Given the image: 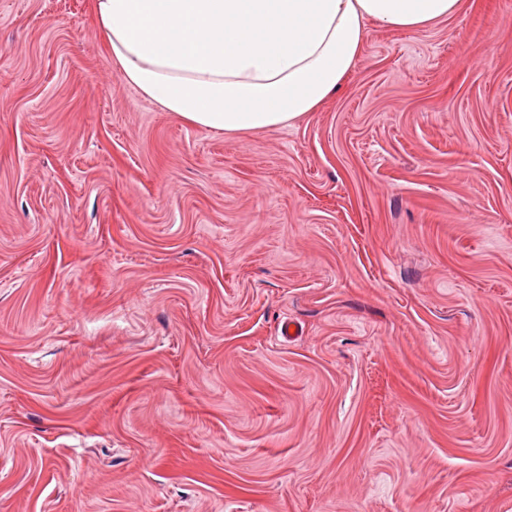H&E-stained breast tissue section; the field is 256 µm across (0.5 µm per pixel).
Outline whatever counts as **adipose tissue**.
I'll use <instances>...</instances> for the list:
<instances>
[{"label": "adipose tissue", "mask_w": 512, "mask_h": 512, "mask_svg": "<svg viewBox=\"0 0 512 512\" xmlns=\"http://www.w3.org/2000/svg\"><path fill=\"white\" fill-rule=\"evenodd\" d=\"M462 0H92L114 68L161 111L227 134L277 128L348 78L368 23L413 31Z\"/></svg>", "instance_id": "adipose-tissue-1"}]
</instances>
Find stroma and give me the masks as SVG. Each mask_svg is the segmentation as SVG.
Here are the masks:
<instances>
[{"instance_id":"obj_1","label":"stroma","mask_w":512,"mask_h":512,"mask_svg":"<svg viewBox=\"0 0 512 512\" xmlns=\"http://www.w3.org/2000/svg\"><path fill=\"white\" fill-rule=\"evenodd\" d=\"M0 512H512V0L245 134L0 0Z\"/></svg>"}]
</instances>
